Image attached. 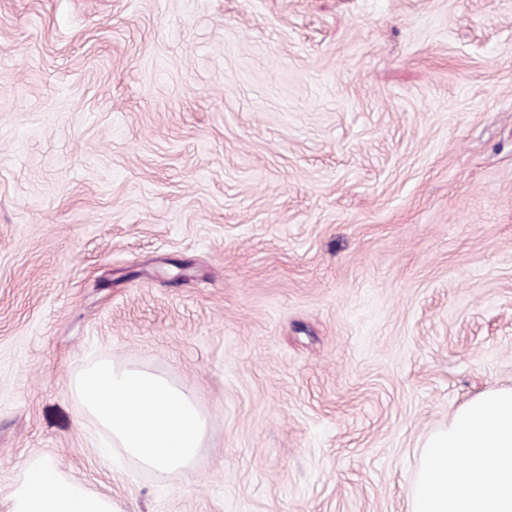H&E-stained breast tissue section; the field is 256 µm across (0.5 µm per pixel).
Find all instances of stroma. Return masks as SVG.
<instances>
[{
	"label": "stroma",
	"mask_w": 512,
	"mask_h": 512,
	"mask_svg": "<svg viewBox=\"0 0 512 512\" xmlns=\"http://www.w3.org/2000/svg\"><path fill=\"white\" fill-rule=\"evenodd\" d=\"M95 360L195 395L192 474L106 455ZM508 386L512 0H0V492L408 512ZM4 502L7 512H125L117 497L90 490L42 457L28 461Z\"/></svg>",
	"instance_id": "35a3bbf8"
}]
</instances>
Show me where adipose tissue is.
Returning <instances> with one entry per match:
<instances>
[{"instance_id": "adipose-tissue-1", "label": "adipose tissue", "mask_w": 512, "mask_h": 512, "mask_svg": "<svg viewBox=\"0 0 512 512\" xmlns=\"http://www.w3.org/2000/svg\"><path fill=\"white\" fill-rule=\"evenodd\" d=\"M408 512H512V387L481 393L419 447ZM4 499L7 512H124L41 457Z\"/></svg>"}]
</instances>
